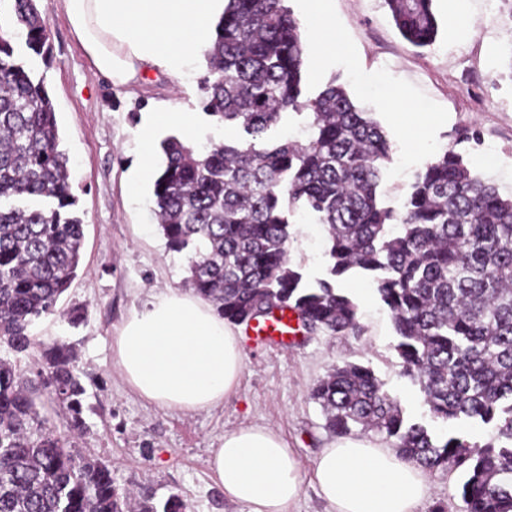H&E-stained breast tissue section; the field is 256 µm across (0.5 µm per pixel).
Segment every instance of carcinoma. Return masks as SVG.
I'll list each match as a JSON object with an SVG mask.
<instances>
[{"instance_id":"obj_1","label":"carcinoma","mask_w":512,"mask_h":512,"mask_svg":"<svg viewBox=\"0 0 512 512\" xmlns=\"http://www.w3.org/2000/svg\"><path fill=\"white\" fill-rule=\"evenodd\" d=\"M385 3L411 46L436 42L433 0ZM13 11L25 40L19 47L0 30V344L16 355L37 347L42 365L28 377L0 358V512H124L131 494L112 465L71 448L85 430L86 393L72 347L32 334L77 276L84 229L52 100L24 61H47L49 25L35 0H13ZM304 53L285 0H227L199 87L205 113L244 137L202 147L162 141L153 194L166 245L190 254L193 291L238 325L287 308L308 334L360 336L358 305L335 281L372 276L402 374L443 429L407 421L357 363L335 366L312 390L326 427L392 439L428 471H461L462 512H512V196L450 146L416 175L401 210L382 206L386 131L341 84L306 96ZM304 110L305 141L269 137L288 112ZM297 208L326 232L329 278L313 287L288 253ZM41 407L65 409L69 433L48 426ZM460 420L494 425L496 440L448 432ZM138 512L186 505L147 491Z\"/></svg>"}]
</instances>
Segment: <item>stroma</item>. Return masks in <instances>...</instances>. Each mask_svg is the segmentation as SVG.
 <instances>
[{
  "label": "stroma",
  "instance_id": "obj_1",
  "mask_svg": "<svg viewBox=\"0 0 512 512\" xmlns=\"http://www.w3.org/2000/svg\"><path fill=\"white\" fill-rule=\"evenodd\" d=\"M50 29L51 62L36 63L45 79L69 157L76 211L84 223L77 276L62 296L60 314L43 318L38 338L70 343L86 389V429L74 440L83 454L108 461L117 484L151 491L156 498L181 495L186 512H250L225 499L207 460L226 430L251 424L278 431L298 456L306 477L289 512H329L310 479L313 460L335 441L311 390L336 365L370 367L398 401L407 419L429 421L419 388L403 376L391 314L367 276L337 282L359 308L360 336L305 335L288 346L256 344L241 330L243 370L236 394L197 412H175L141 399L122 379L112 338L129 313L151 296L185 288L189 256L167 249L154 213L152 184L140 197L129 190L140 146L142 117L156 108L195 115L193 144L221 141L228 132L200 106L198 79L205 59L175 75L156 66L114 85L100 75L71 32L60 0H37ZM439 34L429 48L408 44L385 0H327L336 33L323 56L308 54L304 92L316 96L330 81L380 122L391 141L383 168L381 202L401 209L416 174L431 157L457 145L465 161L502 195H512V0H434ZM466 141H459V134ZM290 256L308 285L326 278L322 225L305 210L293 217ZM80 308L71 327L63 310ZM463 477L454 470L428 475L419 512H461Z\"/></svg>",
  "mask_w": 512,
  "mask_h": 512
}]
</instances>
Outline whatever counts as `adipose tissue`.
<instances>
[{"label":"adipose tissue","instance_id":"ef3b65f1","mask_svg":"<svg viewBox=\"0 0 512 512\" xmlns=\"http://www.w3.org/2000/svg\"><path fill=\"white\" fill-rule=\"evenodd\" d=\"M72 32L99 73L116 85L153 64L179 74L190 68L213 34L225 0H61ZM176 125L194 136L188 112H148L132 191L154 164L153 132ZM126 384L143 400L177 411L223 404L235 393L243 366L238 333L201 297L171 288L133 310L113 338ZM208 465L234 502L250 512H287L303 483L294 449L271 428L225 431ZM313 478L329 512H418L427 473L396 450L368 439H337L316 457Z\"/></svg>","mask_w":512,"mask_h":512}]
</instances>
